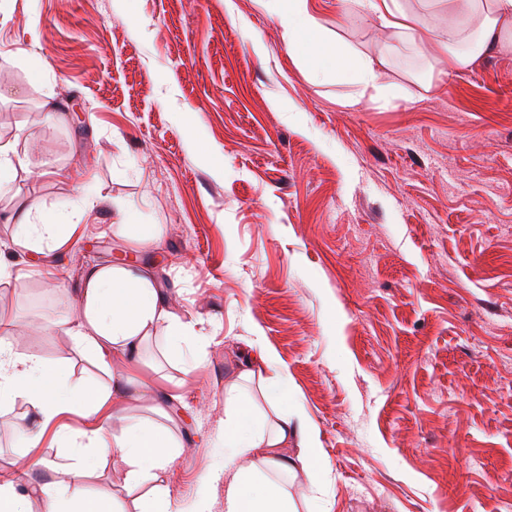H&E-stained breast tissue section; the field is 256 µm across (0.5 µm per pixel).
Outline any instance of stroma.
<instances>
[{
    "mask_svg": "<svg viewBox=\"0 0 512 512\" xmlns=\"http://www.w3.org/2000/svg\"><path fill=\"white\" fill-rule=\"evenodd\" d=\"M430 42L465 0H402ZM326 36L370 59L375 86L310 71L264 0H0V145L25 165L0 196V281L15 351L111 385L69 336L82 271L152 273L170 312L209 336L192 371L140 375L176 394L181 447L162 484L191 506L224 463V388L253 336L288 369L331 482L288 483L319 512H505L512 504V43L439 70L408 32L309 0ZM254 39H246V31ZM79 222L34 252L4 215ZM23 400L0 408V469L23 452ZM91 488L132 512L113 457Z\"/></svg>",
    "mask_w": 512,
    "mask_h": 512,
    "instance_id": "1",
    "label": "stroma"
}]
</instances>
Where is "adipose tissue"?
Returning <instances> with one entry per match:
<instances>
[{
    "label": "adipose tissue",
    "instance_id": "ef3b65f1",
    "mask_svg": "<svg viewBox=\"0 0 512 512\" xmlns=\"http://www.w3.org/2000/svg\"><path fill=\"white\" fill-rule=\"evenodd\" d=\"M468 3L470 9L483 10V24L475 31L462 24L449 29L436 57L440 64L467 68L477 57L492 53L503 40L498 17L512 13V0ZM280 18L288 49L299 63L311 66L318 60L328 61L337 72L356 74L367 85L376 83L378 75L371 60L317 39L320 23L310 12L308 0H282ZM79 230V225L58 224L30 209L19 222L17 240L32 251L54 250L76 237ZM75 301L79 318L53 321L48 328L69 336L77 352L92 355L97 367L111 374L112 386L107 392L70 382L63 369L50 368L36 353L15 352L9 342L10 323L0 316V405L22 397L39 415V428H20L28 448L39 445L48 426L70 444L59 459H35V466L42 471L40 477L29 478L27 471L20 469L0 472V512H28V496L33 492L43 502L42 512H120L114 499L85 490L94 462L115 452L126 466V486L147 490L141 512H182L175 499L155 487L179 455L174 435L161 422L166 414L164 404L154 403L153 418H137L124 412L120 391L136 386L142 399L159 391L157 382L137 373L143 343L156 325H165L167 330L165 357L190 369L203 364L207 338L165 307L151 277L138 268L91 265ZM251 345L256 353L241 374V384L224 390V465L208 471L203 482H223L224 512H300L286 480L300 469H322L319 434L299 410L289 406L292 387L287 368H279L273 378H263L274 357L262 337H255ZM119 360L127 363L126 373H115ZM256 379L261 382L268 409H261L245 388ZM66 414L81 416L83 426L61 423ZM291 444L296 445V452H288Z\"/></svg>",
    "mask_w": 512,
    "mask_h": 512
}]
</instances>
